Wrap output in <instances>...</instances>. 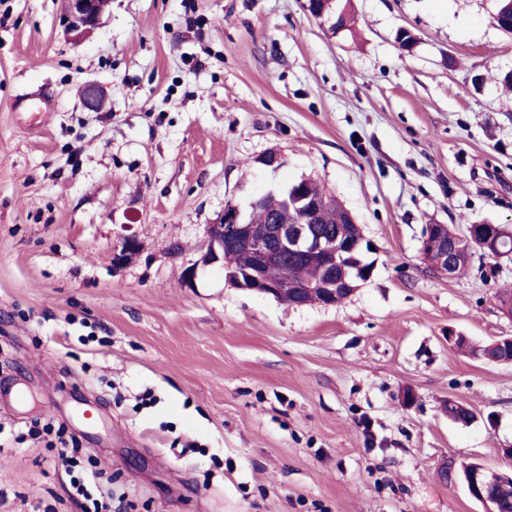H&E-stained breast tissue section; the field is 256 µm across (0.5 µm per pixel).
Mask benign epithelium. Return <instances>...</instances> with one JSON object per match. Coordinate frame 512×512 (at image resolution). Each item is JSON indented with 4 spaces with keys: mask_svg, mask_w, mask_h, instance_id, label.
I'll list each match as a JSON object with an SVG mask.
<instances>
[{
    "mask_svg": "<svg viewBox=\"0 0 512 512\" xmlns=\"http://www.w3.org/2000/svg\"><path fill=\"white\" fill-rule=\"evenodd\" d=\"M63 28L65 36L75 44L85 41L98 27L104 15L99 0H64ZM307 214L304 224H290L278 219L272 224H249L241 208L229 203L220 220L211 224L207 231L206 250L199 265L207 267L221 263L227 279L234 287L270 295L290 306H304L307 297L318 293L321 304L334 305L340 299L354 294L370 276L359 279L350 275V262L345 254L354 252L359 245L372 246L349 211H344V222L337 233H326L310 221L320 210V203L312 196L301 199ZM506 228L495 225L476 235V225L467 228L461 235L447 224L425 226L421 255L427 266L434 272L453 278L456 276L459 260L458 244L462 240L476 241L477 249L486 256L507 257L505 252ZM241 248L251 255V270L242 272L234 266L224 264V256ZM140 250L138 241L126 237L116 253L115 262L123 265L135 257ZM296 254L307 261L317 263L325 269L339 268L340 273H331L316 283L288 279L271 280L266 271L279 265L282 256ZM459 478L468 493L485 507V512H497L498 499L512 493V472L495 471L481 463L471 462L461 466Z\"/></svg>",
    "mask_w": 512,
    "mask_h": 512,
    "instance_id": "7a95c632",
    "label": "benign epithelium"
}]
</instances>
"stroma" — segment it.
Returning <instances> with one entry per match:
<instances>
[{
    "label": "stroma",
    "mask_w": 512,
    "mask_h": 512,
    "mask_svg": "<svg viewBox=\"0 0 512 512\" xmlns=\"http://www.w3.org/2000/svg\"><path fill=\"white\" fill-rule=\"evenodd\" d=\"M343 2L350 31L308 0H111L76 46L63 0H0V512H81L64 435L121 512H483L442 470L512 467V365L448 332L512 336V258L450 279L420 251L512 226V35L496 0ZM39 88L51 111H13ZM304 177L376 248L356 293L197 267L225 205Z\"/></svg>",
    "instance_id": "obj_1"
}]
</instances>
